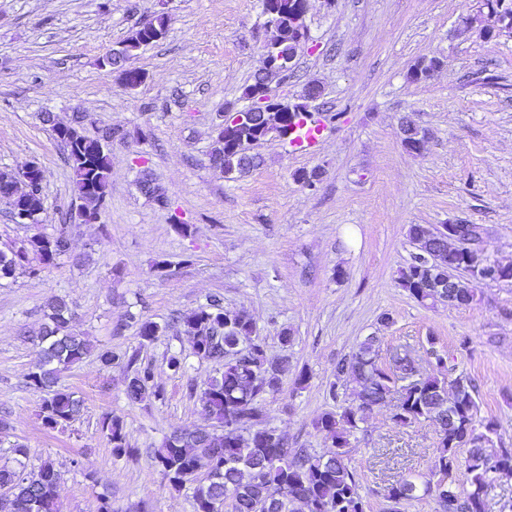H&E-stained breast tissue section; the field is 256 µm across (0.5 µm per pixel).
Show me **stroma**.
<instances>
[{"mask_svg":"<svg viewBox=\"0 0 512 512\" xmlns=\"http://www.w3.org/2000/svg\"><path fill=\"white\" fill-rule=\"evenodd\" d=\"M477 5L310 0L312 40L297 50L295 77L271 89L288 103L306 82L322 86L320 142L297 155L287 142L264 140L253 148L262 165L229 180L211 154L223 112L242 108L240 88L263 66L261 0H0V170L38 162L47 223H61L76 193L42 113L64 122L83 113L90 135L121 132L107 146L101 223L74 226L68 253L40 277L0 281V416L10 422L0 465L12 463L17 444L28 450V469L52 460L62 512H191L189 490L169 488L153 451L175 429L213 425L198 394L217 366L193 356L172 322L213 294L225 310L251 317L269 357L288 362L279 390L261 403L289 447L329 451L314 425L334 407L325 386L337 361L375 336L381 357L408 348L424 373L430 347L444 350V379L474 381L482 417L499 423L512 448V285L472 280L471 304L424 306L396 284L415 251L413 224L484 225L490 253L512 264V37L455 36L458 17ZM161 11L170 17L166 35L133 59L145 80L128 87L99 60ZM424 56L439 58L440 68L408 81ZM405 116L428 134L421 153L407 152L397 134ZM315 169V184L297 181ZM145 170L166 206L138 190ZM178 221L191 225L190 235L175 231ZM164 263L173 271L167 278L156 271ZM57 297L73 308V328L93 352L61 376L83 413L48 430L26 377ZM143 321L168 331L144 342ZM101 348L151 365L163 399L128 400L125 369L103 367ZM170 348L186 357L185 374L168 369ZM395 405L366 414L346 458L372 512H438L432 496L398 505L385 497L399 476L427 473L439 442L431 422L395 426ZM108 412L124 422L125 456H113L101 430Z\"/></svg>","mask_w":512,"mask_h":512,"instance_id":"35a3bbf8","label":"stroma"}]
</instances>
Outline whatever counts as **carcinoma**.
<instances>
[{
  "label": "carcinoma",
  "instance_id": "1",
  "mask_svg": "<svg viewBox=\"0 0 512 512\" xmlns=\"http://www.w3.org/2000/svg\"><path fill=\"white\" fill-rule=\"evenodd\" d=\"M269 8L262 10L270 30L268 41L289 50L297 37L300 19L295 0H262ZM168 25V16L157 14L149 24H141L124 39L117 51L133 59L143 47L161 40ZM440 66L437 58L423 57L412 67L408 80L418 83L427 79ZM286 112H268L265 129L243 123L231 138L224 134V124L217 129V148L212 154L215 167L228 179L242 176L261 164V158L243 155L241 142L262 135L282 137L283 130L292 129ZM112 130L98 136L85 133L82 124L73 122L64 139L67 161L73 171L77 211L103 214L106 205L111 160L106 143ZM12 177L15 193L27 204L29 214L42 218L44 200L36 183L43 182L0 171V179ZM141 191L160 205L166 204L164 193L148 172L140 179ZM68 225L58 224L53 231H38L21 241L18 251H0V279L12 278L21 270L30 275L57 264L69 250ZM427 226L412 224L408 229L415 246L411 262L399 271L397 284L421 304L433 293L428 282L467 275L473 279L498 282L512 279V264L492 258L483 235L487 229L472 225L469 241L476 244L482 266L459 269L440 266L430 261L425 248ZM48 323L40 332L42 353L27 375L29 387L46 394L40 407L44 427L56 429L76 420L84 409L82 399L59 386L62 372L78 364L90 351L87 339L73 327L74 313L63 299L48 303ZM184 332L192 338L193 354L203 360L222 364L201 393L206 413L218 424H237L234 434L216 429H180L154 449V459L169 483L179 491L194 482L191 496L193 512H221L226 499L232 500L233 512H370L369 501L361 494L359 482L345 454L349 437L359 430L364 412L384 404L403 378L412 377L416 384L400 393L392 421L399 427L430 420L439 428V446L430 469V478L400 477L387 487L386 498L399 504L431 494V484L445 485L454 491L457 505L438 500L441 512H485L484 496L494 476L512 472V451H497L495 438L499 424L480 417L476 385L467 377L456 379L454 392L447 403L439 401L442 382L438 375L447 363V356L429 338L434 366L428 375L418 373L412 354L407 349L393 352L382 361L377 337L369 336L358 348L336 363L335 381L329 383L327 395L335 409L318 416L315 427L331 439V450L317 455L308 448H290L275 429L264 424L259 398L275 392L281 385V362L268 359L265 345L255 336L254 324L244 312L226 311L221 299L213 296L190 314L177 318ZM166 327L152 321L140 324L143 341L152 343L165 333ZM247 341L246 352H239ZM101 363L109 367L126 362L125 394L132 402H146L163 396L154 381L150 365L138 363L137 355L127 358L110 351L99 354ZM458 411L455 422H444L445 407ZM102 431L112 445L113 455L130 452L123 422L108 413L103 417ZM16 466H0V487L9 493L10 512H60L56 487L59 473L49 460L38 472L26 471L24 459L28 449L15 445L10 449ZM205 478L198 479L199 474ZM465 474L468 489L457 491L459 474Z\"/></svg>",
  "mask_w": 512,
  "mask_h": 512
}]
</instances>
